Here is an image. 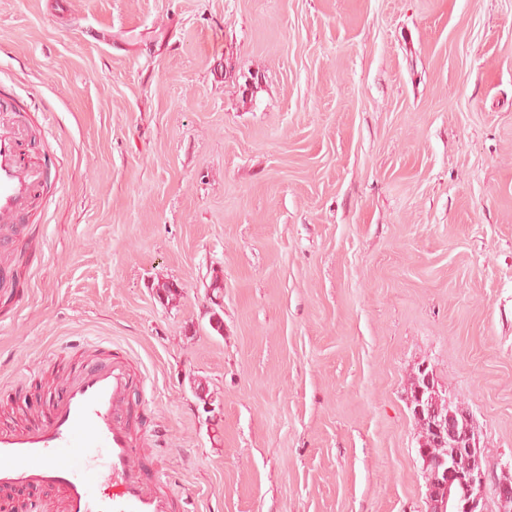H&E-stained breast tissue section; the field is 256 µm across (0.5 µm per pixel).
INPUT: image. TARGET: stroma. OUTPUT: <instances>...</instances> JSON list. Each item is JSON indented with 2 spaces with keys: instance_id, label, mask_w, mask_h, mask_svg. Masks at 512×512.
Listing matches in <instances>:
<instances>
[{
  "instance_id": "stroma-1",
  "label": "stroma",
  "mask_w": 512,
  "mask_h": 512,
  "mask_svg": "<svg viewBox=\"0 0 512 512\" xmlns=\"http://www.w3.org/2000/svg\"><path fill=\"white\" fill-rule=\"evenodd\" d=\"M0 94V426L118 349L179 512H428L425 365L512 463V0H0ZM37 176L25 165L17 139L0 133V232L19 224L20 212L31 197Z\"/></svg>"
}]
</instances>
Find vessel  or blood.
Returning <instances> with one entry per match:
<instances>
[{"instance_id": "obj_1", "label": "vessel or blood", "mask_w": 512, "mask_h": 512, "mask_svg": "<svg viewBox=\"0 0 512 512\" xmlns=\"http://www.w3.org/2000/svg\"><path fill=\"white\" fill-rule=\"evenodd\" d=\"M35 173L14 136L0 134V230L17 224ZM136 378L108 355L69 374L43 421L0 427V490H54L61 512H174L139 460L130 420Z\"/></svg>"}]
</instances>
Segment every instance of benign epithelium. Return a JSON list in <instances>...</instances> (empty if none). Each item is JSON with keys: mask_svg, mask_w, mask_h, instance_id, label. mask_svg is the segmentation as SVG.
I'll use <instances>...</instances> for the list:
<instances>
[{"mask_svg": "<svg viewBox=\"0 0 512 512\" xmlns=\"http://www.w3.org/2000/svg\"><path fill=\"white\" fill-rule=\"evenodd\" d=\"M430 427L437 443L448 445V456H441L428 483L429 512H453L455 495L462 491L466 512H486L488 495H493L499 512H512V470L501 467V474L490 469L487 457L476 443L474 432L457 431L448 427V420L433 412ZM469 463L460 469L454 464L459 456Z\"/></svg>", "mask_w": 512, "mask_h": 512, "instance_id": "benign-epithelium-1", "label": "benign epithelium"}]
</instances>
